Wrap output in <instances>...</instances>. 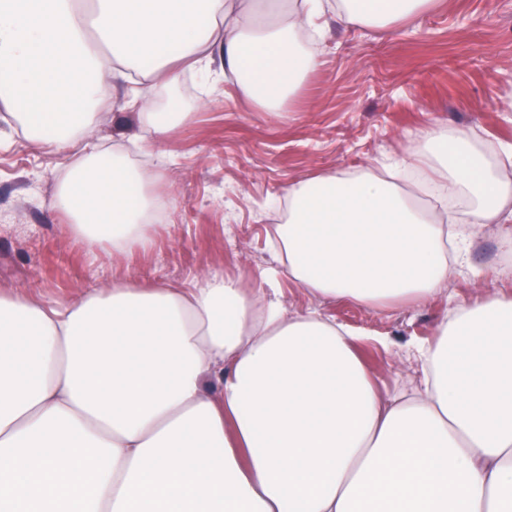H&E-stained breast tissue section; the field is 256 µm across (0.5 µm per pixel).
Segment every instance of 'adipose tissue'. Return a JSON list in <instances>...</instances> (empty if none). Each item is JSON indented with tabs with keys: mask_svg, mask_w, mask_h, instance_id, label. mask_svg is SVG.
Masks as SVG:
<instances>
[{
	"mask_svg": "<svg viewBox=\"0 0 512 512\" xmlns=\"http://www.w3.org/2000/svg\"><path fill=\"white\" fill-rule=\"evenodd\" d=\"M435 0H92L109 50L87 36L83 0H0V103L31 140L70 151L130 82L157 137L187 120L149 94L179 65L224 69L274 112L319 64L327 13L390 32ZM436 189L416 206L403 174ZM152 176L120 154L85 153L53 207L91 251L152 246ZM274 232L281 270L259 288L213 272L188 286L125 278L50 306L0 291V512H512V298L486 294L416 344L423 389L383 397L359 332L284 310L279 275L377 310L436 295L465 263L470 215L506 225L512 173L459 135L429 132L387 176L289 184Z\"/></svg>",
	"mask_w": 512,
	"mask_h": 512,
	"instance_id": "obj_1",
	"label": "adipose tissue"
}]
</instances>
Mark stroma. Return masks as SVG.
<instances>
[{"instance_id":"1","label":"stroma","mask_w":512,"mask_h":512,"mask_svg":"<svg viewBox=\"0 0 512 512\" xmlns=\"http://www.w3.org/2000/svg\"><path fill=\"white\" fill-rule=\"evenodd\" d=\"M316 52L319 66L280 112L260 111L219 65L208 83L186 73L157 87L152 107L174 103L189 117L149 150L124 90L113 89L79 140L157 171L151 193L175 202L154 246L122 256L87 250L53 207L76 153L32 145L0 104V289L56 303L115 279L183 285L214 271L257 288L279 265L267 218L289 183L370 169L420 148L421 133L439 128L466 136L495 163L500 145L512 143V0H436L389 34L346 28L331 15ZM504 256L502 229L488 224L468 264L424 304L379 311L314 297L285 279L282 301L288 314L314 311L359 330L358 352L391 397L420 386L411 346L433 339L451 311L490 290L512 297V275L485 277Z\"/></svg>"}]
</instances>
